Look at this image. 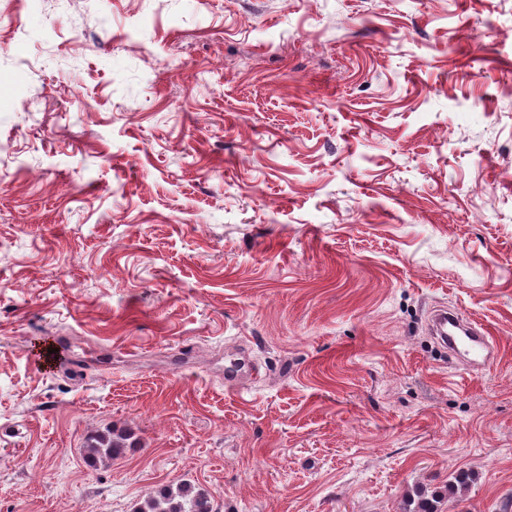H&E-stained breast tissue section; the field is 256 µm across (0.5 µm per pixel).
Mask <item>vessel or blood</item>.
I'll use <instances>...</instances> for the list:
<instances>
[{
	"label": "vessel or blood",
	"instance_id": "1",
	"mask_svg": "<svg viewBox=\"0 0 512 512\" xmlns=\"http://www.w3.org/2000/svg\"><path fill=\"white\" fill-rule=\"evenodd\" d=\"M427 327L429 334L439 344L467 365L485 366L494 357V347L487 332L477 329L469 319L453 308L433 310Z\"/></svg>",
	"mask_w": 512,
	"mask_h": 512
}]
</instances>
